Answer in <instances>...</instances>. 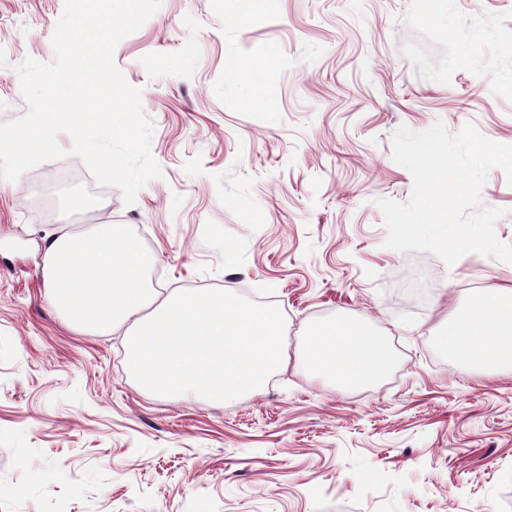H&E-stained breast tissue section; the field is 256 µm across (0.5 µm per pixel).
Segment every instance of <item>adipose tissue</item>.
Returning a JSON list of instances; mask_svg holds the SVG:
<instances>
[{"mask_svg":"<svg viewBox=\"0 0 512 512\" xmlns=\"http://www.w3.org/2000/svg\"><path fill=\"white\" fill-rule=\"evenodd\" d=\"M441 343L470 367L512 364V286L479 291L464 310L449 309ZM305 350L318 375L341 389L377 382L394 361L381 336L343 318L312 330Z\"/></svg>","mask_w":512,"mask_h":512,"instance_id":"1","label":"adipose tissue"}]
</instances>
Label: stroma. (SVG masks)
<instances>
[{"instance_id":"obj_1","label":"stroma","mask_w":512,"mask_h":512,"mask_svg":"<svg viewBox=\"0 0 512 512\" xmlns=\"http://www.w3.org/2000/svg\"><path fill=\"white\" fill-rule=\"evenodd\" d=\"M63 8L0 0V123L26 114L17 68L54 62ZM113 60L161 176L131 204L90 194L62 133V158L0 178V512H512V372L464 369L439 341L446 308L512 285V263L387 248L377 205L412 194L399 127L512 146V0H162ZM251 62L261 107L232 74ZM482 200L512 245L503 169ZM89 224L132 228L161 292L276 306L287 369L224 403L143 389L126 324L78 330L44 282V240ZM339 318L392 350L377 383L308 369L305 336Z\"/></svg>"}]
</instances>
